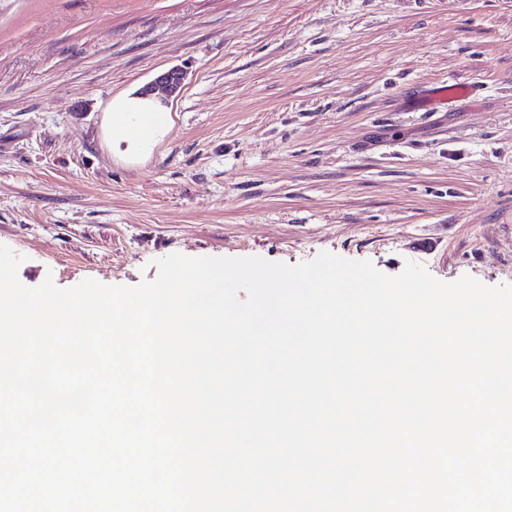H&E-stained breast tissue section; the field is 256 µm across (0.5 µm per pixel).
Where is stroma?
Segmentation results:
<instances>
[{"instance_id": "35a3bbf8", "label": "stroma", "mask_w": 512, "mask_h": 512, "mask_svg": "<svg viewBox=\"0 0 512 512\" xmlns=\"http://www.w3.org/2000/svg\"><path fill=\"white\" fill-rule=\"evenodd\" d=\"M174 66L168 134L112 155L109 101ZM0 244L28 287L323 251L512 284V0H0Z\"/></svg>"}]
</instances>
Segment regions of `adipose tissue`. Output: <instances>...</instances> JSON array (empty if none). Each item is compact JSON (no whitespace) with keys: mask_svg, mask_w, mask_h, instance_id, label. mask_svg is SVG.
I'll list each match as a JSON object with an SVG mask.
<instances>
[{"mask_svg":"<svg viewBox=\"0 0 512 512\" xmlns=\"http://www.w3.org/2000/svg\"><path fill=\"white\" fill-rule=\"evenodd\" d=\"M171 123V114L160 100L121 93L108 104L104 133L113 155L133 160L149 156Z\"/></svg>","mask_w":512,"mask_h":512,"instance_id":"obj_1","label":"adipose tissue"}]
</instances>
